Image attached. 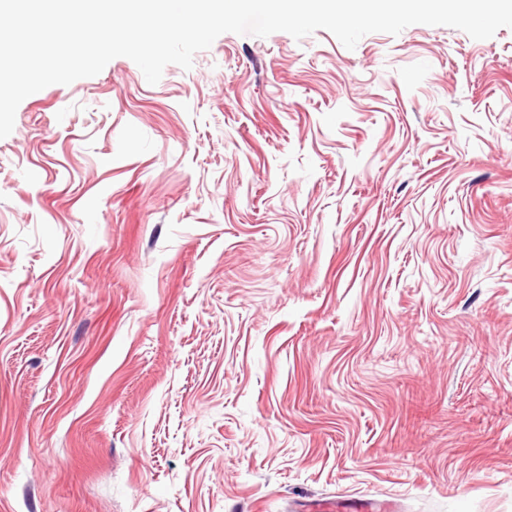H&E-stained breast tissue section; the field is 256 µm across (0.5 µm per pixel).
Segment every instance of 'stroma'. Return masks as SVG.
Wrapping results in <instances>:
<instances>
[{"instance_id": "stroma-1", "label": "stroma", "mask_w": 512, "mask_h": 512, "mask_svg": "<svg viewBox=\"0 0 512 512\" xmlns=\"http://www.w3.org/2000/svg\"><path fill=\"white\" fill-rule=\"evenodd\" d=\"M512 512V29L225 33L0 139V512Z\"/></svg>"}]
</instances>
